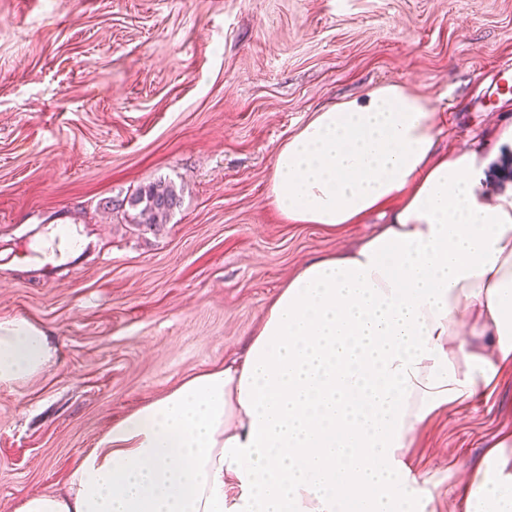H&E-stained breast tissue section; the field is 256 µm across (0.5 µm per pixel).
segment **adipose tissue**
<instances>
[{"instance_id": "ef3b65f1", "label": "adipose tissue", "mask_w": 512, "mask_h": 512, "mask_svg": "<svg viewBox=\"0 0 512 512\" xmlns=\"http://www.w3.org/2000/svg\"><path fill=\"white\" fill-rule=\"evenodd\" d=\"M436 129L398 83L316 112L275 151L276 208L341 231L394 200L389 222L305 264L241 359L128 414L16 512H432L405 448L512 365V189H488L493 149L437 155ZM50 355L0 322V383ZM511 445L461 467L459 512H512Z\"/></svg>"}]
</instances>
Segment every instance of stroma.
<instances>
[{
	"label": "stroma",
	"mask_w": 512,
	"mask_h": 512,
	"mask_svg": "<svg viewBox=\"0 0 512 512\" xmlns=\"http://www.w3.org/2000/svg\"><path fill=\"white\" fill-rule=\"evenodd\" d=\"M508 59L512 0H0V321L53 347L0 385V512L65 492L113 424L240 356L304 263L386 223L274 206V151L314 112L397 82L437 112L438 154L492 145L512 92L482 75ZM160 179L180 205L150 231L129 200ZM63 234L81 248L37 251ZM508 432L512 367L419 431L434 512Z\"/></svg>",
	"instance_id": "stroma-1"
}]
</instances>
